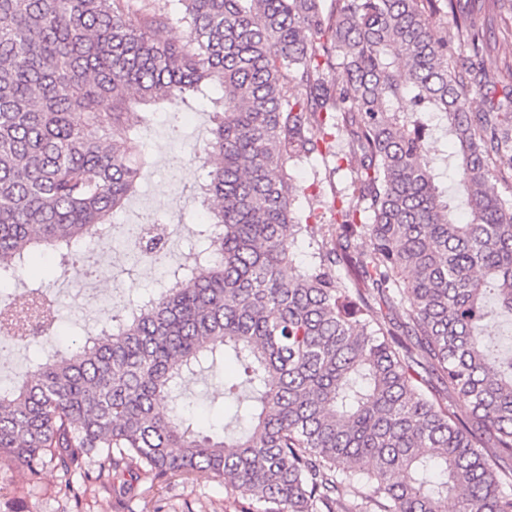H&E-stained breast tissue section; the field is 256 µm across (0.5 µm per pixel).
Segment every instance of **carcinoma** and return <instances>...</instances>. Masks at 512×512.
<instances>
[{
  "mask_svg": "<svg viewBox=\"0 0 512 512\" xmlns=\"http://www.w3.org/2000/svg\"><path fill=\"white\" fill-rule=\"evenodd\" d=\"M506 2L0 0V282L106 239L150 165L141 131L211 104L205 248L0 390V468L206 472L264 512H512V90L480 67L512 50L481 21ZM329 156L349 193L312 224L290 171ZM43 299L0 307V336L50 334ZM229 363L235 411L205 434L184 376Z\"/></svg>",
  "mask_w": 512,
  "mask_h": 512,
  "instance_id": "carcinoma-1",
  "label": "carcinoma"
}]
</instances>
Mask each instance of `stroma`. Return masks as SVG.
<instances>
[{
	"mask_svg": "<svg viewBox=\"0 0 512 512\" xmlns=\"http://www.w3.org/2000/svg\"><path fill=\"white\" fill-rule=\"evenodd\" d=\"M178 112V134L170 133L169 115L165 112L157 114L147 131L151 164L122 212L115 215L112 230L113 237L124 238L133 222L168 215L172 226L165 263L149 260L134 265L114 253L111 243L86 240L79 243L81 259L72 263L70 272H61L55 262L43 258L23 274L20 282L0 288V293L18 295L29 287H46L57 304L60 343L81 340L84 331L95 326L98 309L93 297L87 294L88 287L110 294V314H122L129 301L152 291L173 268L187 261L190 252L200 248V241L193 236L200 215L194 186L202 172L190 162L189 154L209 135L210 109L193 103L179 106ZM187 392L202 428L223 425L224 400L218 397L210 377L192 379ZM82 483V474L66 475L50 466L33 479L20 472L0 471V512H239L241 508L222 481L198 473L171 478L160 486L141 479L120 501L112 490L93 487L77 511L67 501L65 492L67 486Z\"/></svg>",
	"mask_w": 512,
	"mask_h": 512,
	"instance_id": "1",
	"label": "stroma"
}]
</instances>
